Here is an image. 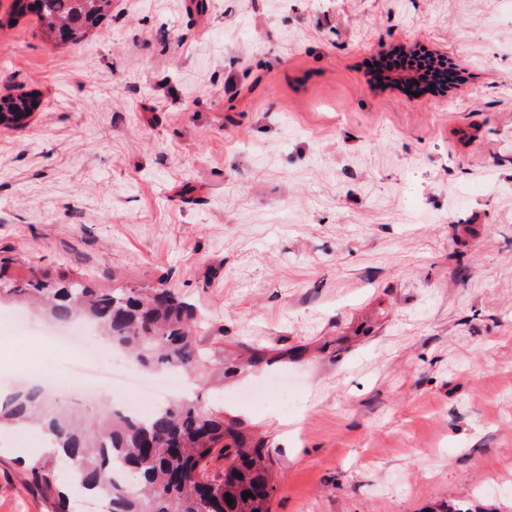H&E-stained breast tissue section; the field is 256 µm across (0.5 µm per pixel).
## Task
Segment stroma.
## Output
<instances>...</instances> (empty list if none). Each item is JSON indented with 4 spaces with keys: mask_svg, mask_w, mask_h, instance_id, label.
<instances>
[{
    "mask_svg": "<svg viewBox=\"0 0 512 512\" xmlns=\"http://www.w3.org/2000/svg\"><path fill=\"white\" fill-rule=\"evenodd\" d=\"M112 0L77 46L0 32V251L101 287L166 281L205 342L285 354L199 387L269 437L272 512H512V0ZM423 43L464 82L366 61ZM471 133L461 141L458 130ZM0 306V392L61 366ZM34 426L0 429V512H55ZM37 93V96H34ZM42 100L36 91H28L16 96L0 95V128L7 130L22 129L33 112L40 109Z\"/></svg>",
    "mask_w": 512,
    "mask_h": 512,
    "instance_id": "obj_1",
    "label": "stroma"
}]
</instances>
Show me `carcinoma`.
<instances>
[{
    "label": "carcinoma",
    "instance_id": "cac0c4a2",
    "mask_svg": "<svg viewBox=\"0 0 512 512\" xmlns=\"http://www.w3.org/2000/svg\"><path fill=\"white\" fill-rule=\"evenodd\" d=\"M112 0H11L0 30L35 15L43 34L55 44L79 42L109 15ZM446 73L439 83H412L406 72L392 80L401 91L442 93L457 81ZM42 100L28 91L0 95V128L18 130L40 109ZM33 306L59 321L87 319L100 335L121 347L138 366L183 375L193 383H224L242 363L224 361V348L207 347L195 309L174 288L91 286L78 272L21 269L16 258L0 257V302ZM38 422L55 438L61 453L36 460L29 471L36 485L66 512L67 498L57 472L64 463L72 483L106 505L105 512H271L277 491L275 460L269 440L241 423L224 418L198 399L182 396L147 418L131 419L108 406L92 414L56 413L38 387L0 399V425ZM224 455V476L204 481L200 472L214 452ZM121 466L140 474L132 487L113 479ZM251 492L245 499L243 493ZM233 499L229 504L226 498Z\"/></svg>",
    "mask_w": 512,
    "mask_h": 512
}]
</instances>
